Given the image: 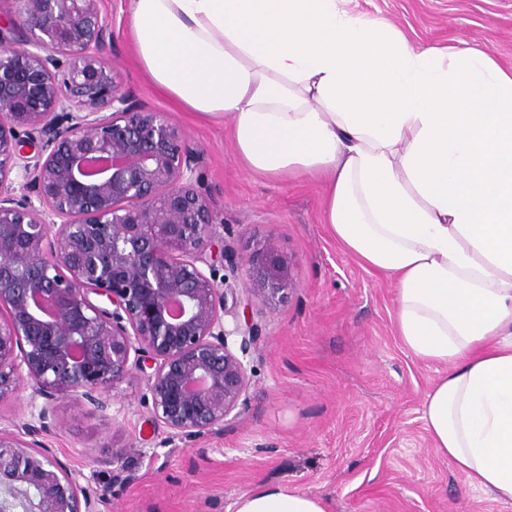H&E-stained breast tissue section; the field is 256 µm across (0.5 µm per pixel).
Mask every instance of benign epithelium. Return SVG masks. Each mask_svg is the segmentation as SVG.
<instances>
[{
    "label": "benign epithelium",
    "instance_id": "obj_1",
    "mask_svg": "<svg viewBox=\"0 0 512 512\" xmlns=\"http://www.w3.org/2000/svg\"><path fill=\"white\" fill-rule=\"evenodd\" d=\"M0 26V401L29 388L40 426L68 396L108 409L132 371L153 419L192 442L231 421L257 340L247 311L296 281L265 240L218 276L226 244L202 155L101 54L100 0H8ZM37 160L18 166L28 149ZM106 298L107 309L90 295ZM240 339L233 349L229 338ZM40 441L0 428V512H100Z\"/></svg>",
    "mask_w": 512,
    "mask_h": 512
}]
</instances>
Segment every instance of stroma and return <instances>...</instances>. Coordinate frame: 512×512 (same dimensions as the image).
<instances>
[{"instance_id": "35a3bbf8", "label": "stroma", "mask_w": 512, "mask_h": 512, "mask_svg": "<svg viewBox=\"0 0 512 512\" xmlns=\"http://www.w3.org/2000/svg\"><path fill=\"white\" fill-rule=\"evenodd\" d=\"M414 45L475 48L512 68V0H344ZM112 23L102 49L125 89L170 113L203 157L201 182L224 225L225 268L274 240L296 288L271 310L253 304L258 340L236 420L193 446L168 441L152 418L145 377L133 372L99 411L63 396L57 426L39 439L83 474L101 512H234L242 495L282 487L325 512H512L471 490L439 458L422 421L426 392L445 372L412 356L395 329L396 289L331 233L320 181L248 171L227 117L202 120L159 92L129 30L130 0H101Z\"/></svg>"}]
</instances>
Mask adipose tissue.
<instances>
[{"instance_id": "1", "label": "adipose tissue", "mask_w": 512, "mask_h": 512, "mask_svg": "<svg viewBox=\"0 0 512 512\" xmlns=\"http://www.w3.org/2000/svg\"><path fill=\"white\" fill-rule=\"evenodd\" d=\"M342 0H132L152 82L232 120L252 171L324 186L336 238L396 286L405 348L447 366L422 419L469 487L512 504V70L414 47ZM235 512H325L269 487Z\"/></svg>"}]
</instances>
